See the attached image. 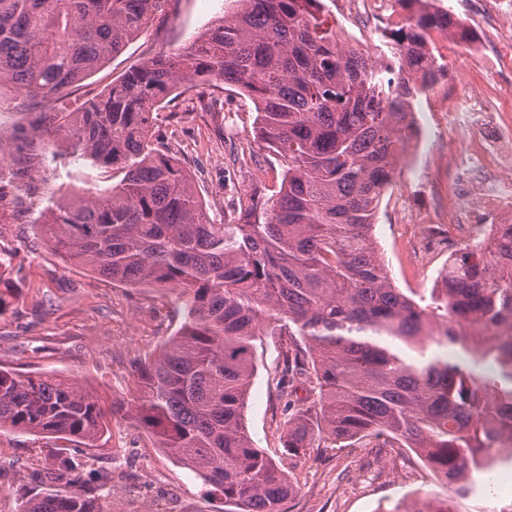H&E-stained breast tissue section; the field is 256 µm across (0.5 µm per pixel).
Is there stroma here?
<instances>
[{
	"label": "stroma",
	"instance_id": "stroma-1",
	"mask_svg": "<svg viewBox=\"0 0 512 512\" xmlns=\"http://www.w3.org/2000/svg\"><path fill=\"white\" fill-rule=\"evenodd\" d=\"M474 32L471 42L434 38L447 70L416 102L415 135L407 160L397 165L374 218V234L397 287L429 294L450 254L467 245L459 214L464 191L460 157L448 140L464 135L451 119L467 105L484 114L492 135L512 142V42L499 24L512 23V0H435ZM227 0H170L164 13L74 88L64 105L79 109L93 94L143 59L174 53L228 10ZM252 101L234 86L196 87L160 112L156 134L190 172L212 223H227L255 188L274 195L281 163L255 137ZM37 187L25 206L11 190L0 193V252L11 255L1 280L11 286L0 311V365L61 375L108 405L129 402L135 361L154 352L178 325V298L152 288H128L89 269L65 263L34 219L60 193L94 196L112 186L109 172L85 169L81 159L32 175ZM286 339L265 329L255 343L257 366L245 423L255 445L291 477L297 492L285 512H388L402 497H425L442 486L406 448L374 440L353 448H311L288 456L286 414L277 397ZM80 454L84 483L101 471L111 512H224L202 481L153 447L128 416L109 417L95 441L77 446L60 435L0 432V512H15L21 493L38 490L40 476L58 457Z\"/></svg>",
	"mask_w": 512,
	"mask_h": 512
}]
</instances>
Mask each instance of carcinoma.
<instances>
[{"mask_svg":"<svg viewBox=\"0 0 512 512\" xmlns=\"http://www.w3.org/2000/svg\"><path fill=\"white\" fill-rule=\"evenodd\" d=\"M168 0H0V76L41 104L29 134L54 155L122 175L104 194H67L34 223L63 257L130 288L185 299L154 357L135 363L128 416L189 468L224 512H284L296 487L255 446L243 410L254 341L269 325L291 337L276 388L288 454L387 436L414 452L453 495L399 500L391 512H457L512 460V224L448 257L429 298L398 288L372 232L414 105L442 74L431 33L453 26L429 0L372 57L343 45L323 0H231L224 17L176 54L130 67L78 112L57 109ZM228 84L255 104L256 137L284 163L277 194L253 191L228 224L210 223L183 162L154 142L159 111L183 86ZM35 155L15 161L0 139V185L24 201ZM460 345L471 365L432 347ZM491 363L494 369L481 371ZM318 398L294 408L295 382ZM107 412L79 384L0 365V429L91 442ZM84 467L58 458L50 481ZM43 487L17 512H99L94 491Z\"/></svg>","mask_w":512,"mask_h":512,"instance_id":"obj_1","label":"carcinoma"}]
</instances>
